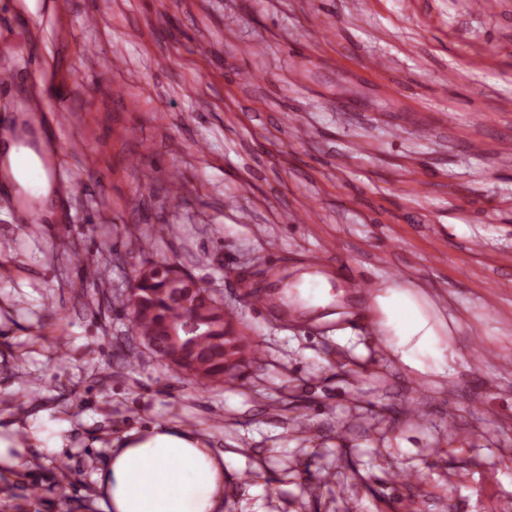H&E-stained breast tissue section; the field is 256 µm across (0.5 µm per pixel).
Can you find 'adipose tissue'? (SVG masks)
I'll list each match as a JSON object with an SVG mask.
<instances>
[{
    "label": "adipose tissue",
    "instance_id": "obj_1",
    "mask_svg": "<svg viewBox=\"0 0 512 512\" xmlns=\"http://www.w3.org/2000/svg\"><path fill=\"white\" fill-rule=\"evenodd\" d=\"M0 169L20 185L36 184L49 196L48 175L38 154L15 139L0 141ZM385 325L400 344L405 359L432 355L444 362L427 322L409 292L389 288L382 303ZM48 412L29 417L25 440L0 435V474L20 471L29 453L47 449L65 454L64 441H47ZM106 512H222L224 507V455L210 448L204 437L178 424L151 425L125 433L96 473Z\"/></svg>",
    "mask_w": 512,
    "mask_h": 512
}]
</instances>
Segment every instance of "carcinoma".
Wrapping results in <instances>:
<instances>
[{
    "instance_id": "cac0c4a2",
    "label": "carcinoma",
    "mask_w": 512,
    "mask_h": 512,
    "mask_svg": "<svg viewBox=\"0 0 512 512\" xmlns=\"http://www.w3.org/2000/svg\"><path fill=\"white\" fill-rule=\"evenodd\" d=\"M172 273L173 263L161 259L135 275L139 303L131 309L129 299L120 300L128 311L132 333L159 363L202 388L238 380L242 369L257 360V355L244 353L246 336L233 326L224 303ZM191 313L199 318L197 331L174 342L171 332L180 329Z\"/></svg>"
}]
</instances>
